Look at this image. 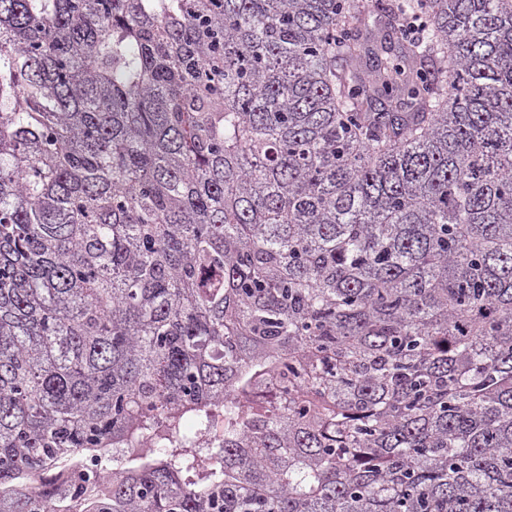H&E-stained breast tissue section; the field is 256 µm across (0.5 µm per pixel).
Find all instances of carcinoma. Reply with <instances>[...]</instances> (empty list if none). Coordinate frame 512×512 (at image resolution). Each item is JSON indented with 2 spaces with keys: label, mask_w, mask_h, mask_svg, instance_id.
I'll use <instances>...</instances> for the list:
<instances>
[{
  "label": "carcinoma",
  "mask_w": 512,
  "mask_h": 512,
  "mask_svg": "<svg viewBox=\"0 0 512 512\" xmlns=\"http://www.w3.org/2000/svg\"><path fill=\"white\" fill-rule=\"evenodd\" d=\"M0 512H512V0H0Z\"/></svg>",
  "instance_id": "cac0c4a2"
}]
</instances>
